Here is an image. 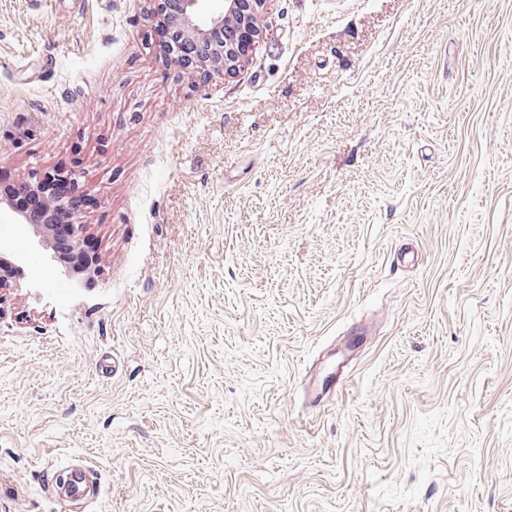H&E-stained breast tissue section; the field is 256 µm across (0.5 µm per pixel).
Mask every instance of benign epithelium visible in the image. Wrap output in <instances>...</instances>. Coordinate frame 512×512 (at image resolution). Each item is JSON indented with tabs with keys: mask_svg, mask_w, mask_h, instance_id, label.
<instances>
[{
	"mask_svg": "<svg viewBox=\"0 0 512 512\" xmlns=\"http://www.w3.org/2000/svg\"><path fill=\"white\" fill-rule=\"evenodd\" d=\"M207 2L209 0H178L177 13L173 18L177 38L205 43V53L197 60L180 64V69L185 74L231 77L247 60L262 36L259 17L268 0H222L221 7L216 10L207 9ZM55 180L56 175L47 173L42 180L21 187V190L45 199L44 213L40 218L17 208L13 189L0 191V213L9 214L17 224L28 225L38 238V245L46 251L56 250L57 235H66L71 255L81 258L89 244L86 225L76 217L60 224L51 222L52 213L66 207L61 195L50 191ZM21 281L20 269L13 257L1 251L0 291L7 286L19 288Z\"/></svg>",
	"mask_w": 512,
	"mask_h": 512,
	"instance_id": "benign-epithelium-1",
	"label": "benign epithelium"
}]
</instances>
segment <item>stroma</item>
<instances>
[{"label":"stroma","mask_w":512,"mask_h":512,"mask_svg":"<svg viewBox=\"0 0 512 512\" xmlns=\"http://www.w3.org/2000/svg\"><path fill=\"white\" fill-rule=\"evenodd\" d=\"M147 7L0 0V172L98 258L0 218L62 292L0 302V512H512V0H269L206 83ZM57 178L58 175L45 173L42 180L34 184L23 185L20 189V191L39 195L45 199L44 213L39 219L17 208L14 201V193L18 191L16 189L0 191V214L2 212L8 213L13 218V221H15L14 223L28 224L33 235L38 238V245L46 251H55L57 235L65 234L71 255L74 258H81L86 253L89 239L86 236V225L80 224L78 215H75L73 219L63 215L66 220L60 222L62 224H52L51 222L52 213L59 208L67 206L61 195L49 191ZM68 473L64 480L56 476L52 486L56 499L64 509L67 504L77 503L86 500L96 489L95 470L85 461L80 459L71 460L65 471Z\"/></svg>","instance_id":"1"}]
</instances>
